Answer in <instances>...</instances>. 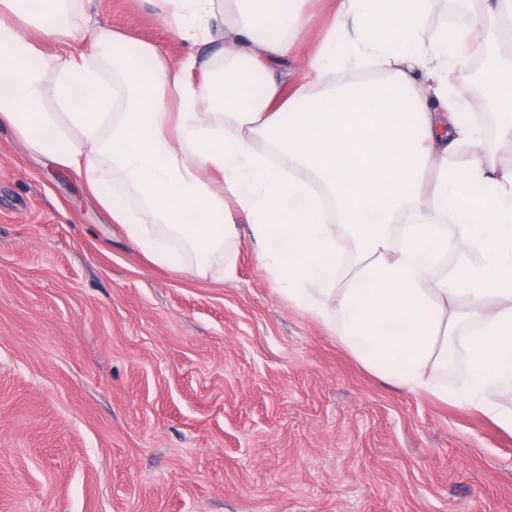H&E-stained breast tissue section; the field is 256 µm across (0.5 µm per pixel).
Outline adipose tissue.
<instances>
[{"mask_svg": "<svg viewBox=\"0 0 512 512\" xmlns=\"http://www.w3.org/2000/svg\"><path fill=\"white\" fill-rule=\"evenodd\" d=\"M151 2L174 37L216 45L213 63L108 26L90 28L93 53L49 56L76 39L84 0H0V123L174 270L204 277L220 257L233 277L229 215L246 213L278 292L365 369L512 433L496 400L512 384V168L450 81L499 50L487 91L512 148V0L431 34L433 0H341L334 28L358 34L309 61L322 94L285 91L305 0ZM369 62L383 78L339 85ZM458 353L469 376L452 390L439 377Z\"/></svg>", "mask_w": 512, "mask_h": 512, "instance_id": "adipose-tissue-1", "label": "adipose tissue"}]
</instances>
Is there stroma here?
<instances>
[{"label": "stroma", "mask_w": 512, "mask_h": 512, "mask_svg": "<svg viewBox=\"0 0 512 512\" xmlns=\"http://www.w3.org/2000/svg\"><path fill=\"white\" fill-rule=\"evenodd\" d=\"M336 0H306L300 62ZM99 23L186 51L148 0ZM195 278L148 260L0 126V512H512V434L367 371L248 241Z\"/></svg>", "instance_id": "obj_1"}]
</instances>
